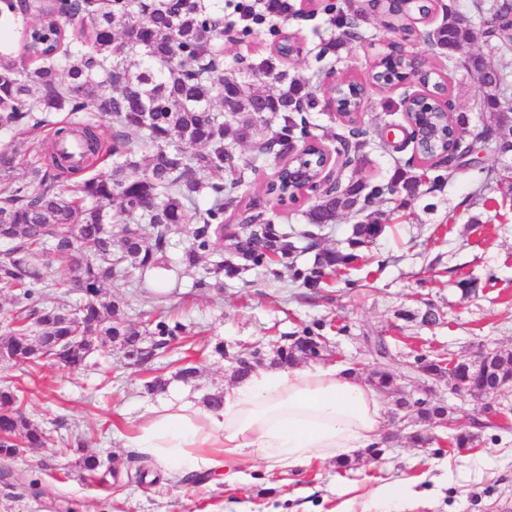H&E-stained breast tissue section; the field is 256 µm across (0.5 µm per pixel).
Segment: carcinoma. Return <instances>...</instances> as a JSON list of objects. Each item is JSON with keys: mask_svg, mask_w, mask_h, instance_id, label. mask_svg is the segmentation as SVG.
<instances>
[{"mask_svg": "<svg viewBox=\"0 0 512 512\" xmlns=\"http://www.w3.org/2000/svg\"><path fill=\"white\" fill-rule=\"evenodd\" d=\"M491 7L502 21L492 51L465 60V67L479 74L488 131L512 113V83L499 72L495 59L497 53L512 51L507 22L512 0H498ZM222 11V0H0V18L78 22L86 30L79 41L56 26L47 46L25 36L16 56L0 53V130L52 125L54 141L78 139L84 147L80 163L42 144L33 147L27 175L21 179L15 176L17 155L0 151V241L11 244L0 255V290L11 292L14 308L0 331V361L33 369L49 359L79 370L93 350L117 342L128 359L144 365L155 351L179 339L183 325L159 321L155 340L144 346L140 331L117 318L120 306L108 288L136 270L162 267L170 234L188 224L193 225V242L186 260L196 265L199 252L224 238L227 208L242 203L247 211L256 208L244 187L249 184L246 172L257 171L258 158L237 170L235 147L252 139L258 127L272 124L276 130L258 146V154L266 153L271 143L288 141L305 122L299 106L314 108L321 90V84L279 69L274 58L249 64L240 78L225 74L224 50L217 44L212 17ZM335 25L348 41L362 38L359 28L344 16L336 17ZM470 36L461 18L450 12L430 39L451 60ZM416 75L433 88L442 85L433 72H419L414 58L394 45L374 78L388 82L392 76L400 80ZM263 79L278 84L276 92L260 93L255 82ZM337 103L345 111L356 107L355 82L340 89ZM452 111V102H444L434 91L411 102L407 118L418 139L420 164L408 160L396 165L386 182L351 177L332 191L316 194L300 230L256 224L259 215H251L252 223L231 251L215 262L214 273L235 275L283 264L293 281L314 289L329 274L353 264L360 258L358 250L384 230L368 213L373 204L399 198L395 210L400 212L418 195L420 178H428L434 188L444 180L442 171L470 166L471 147L448 131ZM60 112L66 113L65 119L54 121ZM87 112L109 121L110 142H105L101 125L85 118ZM131 131L139 133L138 141L129 139ZM340 139L356 156L373 141L356 121ZM104 155L113 158L111 172H90ZM292 176L293 171L286 170L268 188L281 204L296 200ZM115 207L130 223L117 240L112 238ZM362 213L365 220L352 225L346 249L319 247V233L336 223V217ZM298 252L314 253L313 263L295 264L292 257ZM77 253L75 275L82 302L72 310L49 299L40 308L32 306L35 294L49 287L43 274L49 258L72 260ZM366 341L377 365L369 377L371 386L403 401L385 340L368 336ZM325 351V337L308 328L305 335L279 347L277 355L292 365L300 358L320 360ZM262 361L258 350L238 359L235 376L247 377ZM408 366L434 380L448 378L441 355L419 351ZM464 377L470 379L469 394L492 395L498 384L512 381V351L489 353L480 369H470ZM19 392L17 387L0 391L3 461L29 448H43L48 440L46 432L24 415ZM409 416L419 422L446 423L448 406L426 399L412 407Z\"/></svg>", "mask_w": 512, "mask_h": 512, "instance_id": "cac0c4a2", "label": "carcinoma"}]
</instances>
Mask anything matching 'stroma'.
Masks as SVG:
<instances>
[{"label":"stroma","instance_id":"obj_1","mask_svg":"<svg viewBox=\"0 0 512 512\" xmlns=\"http://www.w3.org/2000/svg\"><path fill=\"white\" fill-rule=\"evenodd\" d=\"M467 0H434L430 27L447 11H463L472 40L463 42L454 60L422 40L409 43L427 68L448 86L457 112L471 127L482 128L486 115L479 106V79L464 61L487 51L479 16L464 11ZM345 12L360 15L365 40L339 42L329 14L318 12L243 33L232 0L224 4L225 59L253 63L267 58L275 42L271 28L299 32L303 53L289 71L320 77L323 84L360 79L386 52L396 33L387 29L382 11L367 0H345ZM405 86L385 91L369 89L362 124L370 130L405 124L401 101ZM400 155L369 145L357 161L356 175L368 181L388 180ZM282 159L267 154L253 174L249 194L259 200L267 220L283 226L304 224L312 193L297 203L280 205L265 192ZM486 184V202L473 205L471 194ZM384 234L364 249L342 273L330 276L319 295L294 283L288 269L279 275L252 270L235 277L210 271L215 243L195 266H188V231L171 235L166 268L147 272L143 284L113 289L123 318L154 329L166 312L185 327L184 348L158 351L151 363L127 360L120 345L111 354L96 352L80 371L45 361L34 371L0 365V386L22 388L29 420L53 435L51 444L24 452L9 465L0 464V512H361L364 502L381 487L406 483L413 494L403 512H512V420H488L489 410L512 411V390L490 397L458 398L447 382L429 381L410 372L407 362L420 349L447 357L473 356L485 348L512 350V174L503 170L493 151L482 152L479 166L442 182L433 192L412 200L405 219L389 204L379 206ZM481 221L469 223L471 214ZM474 280L478 291L462 297L460 281ZM434 306L442 313L438 324L410 320V313ZM323 323L332 354L328 365L355 368L367 379L374 356L365 339L384 337L392 350V370L399 385L418 387L444 396L457 410L456 425L476 429L473 448L461 452L442 448L446 425L420 423L403 417L390 394H380L385 419L379 459L356 458L353 469L337 471L335 462H315L293 471H270L259 461L234 464L237 476L216 475L208 482L188 484L156 462L123 445L125 435L142 424L151 408L184 396L202 402L205 395L233 383L234 353L260 350L265 362L274 354L269 340L300 334L305 326ZM224 353H216L215 344ZM191 354L198 373L194 382L176 377L184 354ZM167 380L165 391L148 393L154 377ZM430 436L429 445L412 440L416 432ZM108 459L110 468L88 474L76 465L80 454Z\"/></svg>","mask_w":512,"mask_h":512}]
</instances>
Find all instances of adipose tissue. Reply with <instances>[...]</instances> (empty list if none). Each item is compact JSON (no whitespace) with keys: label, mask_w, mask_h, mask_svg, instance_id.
Wrapping results in <instances>:
<instances>
[{"label":"adipose tissue","mask_w":512,"mask_h":512,"mask_svg":"<svg viewBox=\"0 0 512 512\" xmlns=\"http://www.w3.org/2000/svg\"><path fill=\"white\" fill-rule=\"evenodd\" d=\"M382 407L357 376L333 366L255 370L217 409L185 399L151 410L129 447L177 472L223 469L232 458L270 470L365 453L382 434Z\"/></svg>","instance_id":"obj_1"}]
</instances>
